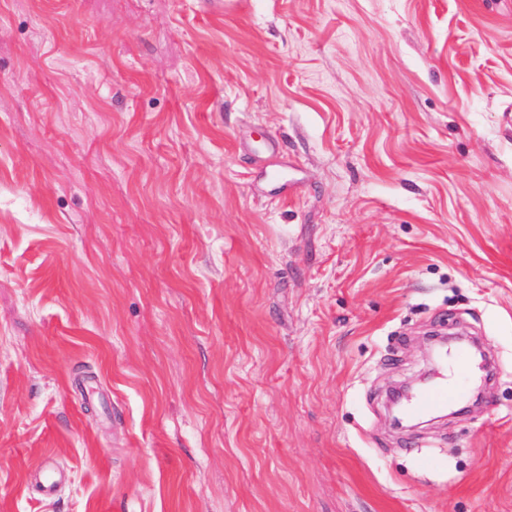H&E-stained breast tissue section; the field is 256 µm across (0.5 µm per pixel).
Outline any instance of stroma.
I'll return each instance as SVG.
<instances>
[{
	"label": "stroma",
	"instance_id": "stroma-1",
	"mask_svg": "<svg viewBox=\"0 0 512 512\" xmlns=\"http://www.w3.org/2000/svg\"><path fill=\"white\" fill-rule=\"evenodd\" d=\"M0 512H512V0H0ZM472 377V364L464 349L454 350L451 356L449 374L442 375L441 379L427 390L417 395L411 402L410 408L414 412H424L437 408H444L460 400Z\"/></svg>",
	"mask_w": 512,
	"mask_h": 512
}]
</instances>
